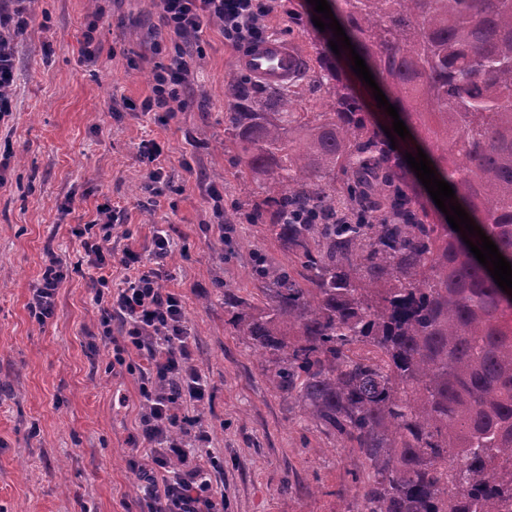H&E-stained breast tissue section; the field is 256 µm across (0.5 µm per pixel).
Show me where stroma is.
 <instances>
[{
    "instance_id": "35a3bbf8",
    "label": "stroma",
    "mask_w": 512,
    "mask_h": 512,
    "mask_svg": "<svg viewBox=\"0 0 512 512\" xmlns=\"http://www.w3.org/2000/svg\"><path fill=\"white\" fill-rule=\"evenodd\" d=\"M313 15L306 0H283L266 24L309 59ZM92 23L98 51L90 60L83 34ZM199 45L192 94L160 118L123 107L150 95L155 70L174 53L159 0H38L34 23L16 37L13 112L0 124V141L10 143L0 159V512H140L127 461L146 362L132 353L127 366H113L93 296L100 273L115 286L123 271L116 262L99 271L71 233L107 200L124 210L113 255L129 246L147 261L156 230L173 238L172 276L162 285L183 299L194 363L207 380L194 412L224 462V512H354L366 465L273 391L224 304L228 285L260 305L252 249L278 262L284 255L244 223L232 238L237 254L223 256L208 187L223 185L230 213L258 182L224 134L228 88L245 79L238 51L215 22L204 25ZM150 139L165 145L169 186L158 204L144 189L140 146ZM48 251L68 276L54 316L41 323L27 304Z\"/></svg>"
}]
</instances>
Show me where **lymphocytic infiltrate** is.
I'll use <instances>...</instances> for the list:
<instances>
[{
	"instance_id": "lymphocytic-infiltrate-1",
	"label": "lymphocytic infiltrate",
	"mask_w": 512,
	"mask_h": 512,
	"mask_svg": "<svg viewBox=\"0 0 512 512\" xmlns=\"http://www.w3.org/2000/svg\"><path fill=\"white\" fill-rule=\"evenodd\" d=\"M12 3L11 9L0 8V122L12 114V89L18 78L14 40L33 19V0ZM161 5L177 39L198 37L204 21L214 19L221 24L225 44L238 49L268 37L264 19L276 10L277 0H161ZM189 73L182 48H175L170 64L155 72L150 95L138 103L124 100V108L133 113L170 111L186 91ZM120 212V207L102 203L93 224L72 230L102 270L116 259L92 228L114 229ZM170 252L168 233L158 230L152 240L153 264L127 249L116 260L125 271L122 287H110L103 274L98 277L99 336L111 341L114 364L124 365L131 352L147 362L139 386L142 413L137 435L144 449L129 459L141 481V512H224L216 488L222 465L205 450L209 435L201 418L182 411L184 403L203 404L207 390L193 363L182 297L160 286ZM65 278L61 260L47 253L41 283L28 304L35 318L43 321L53 315L57 290Z\"/></svg>"
}]
</instances>
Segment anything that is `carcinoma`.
Instances as JSON below:
<instances>
[{
  "label": "carcinoma",
  "mask_w": 512,
  "mask_h": 512,
  "mask_svg": "<svg viewBox=\"0 0 512 512\" xmlns=\"http://www.w3.org/2000/svg\"><path fill=\"white\" fill-rule=\"evenodd\" d=\"M353 48L473 224L512 263V0H330ZM299 77L237 85L225 131L262 177L241 211L263 306L229 291L276 394L370 472L354 512H512V294L434 208L320 32ZM290 85H298L295 90L299 91L296 98V108L298 112H323L324 104L328 94L324 89L316 90L310 88L305 82L298 80Z\"/></svg>",
  "instance_id": "cac0c4a2"
}]
</instances>
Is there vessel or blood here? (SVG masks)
Returning <instances> with one entry per match:
<instances>
[{
  "label": "vessel or blood",
  "instance_id": "vessel-or-blood-1",
  "mask_svg": "<svg viewBox=\"0 0 512 512\" xmlns=\"http://www.w3.org/2000/svg\"><path fill=\"white\" fill-rule=\"evenodd\" d=\"M303 58L287 41L266 39L245 48L237 66L262 84L277 87L295 79Z\"/></svg>",
  "mask_w": 512,
  "mask_h": 512
}]
</instances>
